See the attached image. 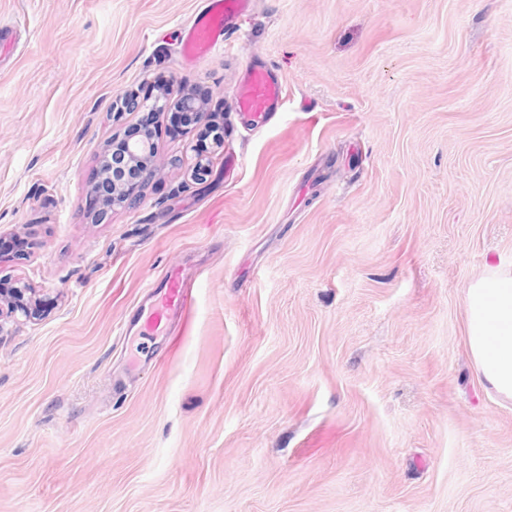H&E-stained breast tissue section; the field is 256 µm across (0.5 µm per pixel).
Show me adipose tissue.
Masks as SVG:
<instances>
[{"mask_svg":"<svg viewBox=\"0 0 512 512\" xmlns=\"http://www.w3.org/2000/svg\"><path fill=\"white\" fill-rule=\"evenodd\" d=\"M468 346L476 371L512 401V271L488 273L466 289Z\"/></svg>","mask_w":512,"mask_h":512,"instance_id":"adipose-tissue-1","label":"adipose tissue"}]
</instances>
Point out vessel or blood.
Segmentation results:
<instances>
[{"instance_id":"vessel-or-blood-1","label":"vessel or blood","mask_w":512,"mask_h":512,"mask_svg":"<svg viewBox=\"0 0 512 512\" xmlns=\"http://www.w3.org/2000/svg\"><path fill=\"white\" fill-rule=\"evenodd\" d=\"M253 9L254 0H205L183 29L184 61L193 64L223 48ZM283 98L281 79L265 62L254 59L237 86L234 109L242 125L260 127L266 124L271 112L279 109ZM194 288L192 280L176 273L170 275L167 292L155 301L143 325L144 334H151L162 321L183 313L194 300Z\"/></svg>"}]
</instances>
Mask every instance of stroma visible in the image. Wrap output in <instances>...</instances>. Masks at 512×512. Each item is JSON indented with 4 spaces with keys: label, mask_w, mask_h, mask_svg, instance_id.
Masks as SVG:
<instances>
[{
    "label": "stroma",
    "mask_w": 512,
    "mask_h": 512,
    "mask_svg": "<svg viewBox=\"0 0 512 512\" xmlns=\"http://www.w3.org/2000/svg\"><path fill=\"white\" fill-rule=\"evenodd\" d=\"M203 0H0V512H512V402L470 360L465 290L512 269V0H257L189 66ZM282 79L243 129L253 55ZM160 172L95 216L98 157L163 83ZM133 95L137 111L115 114ZM172 329L126 330L165 274ZM182 107L188 112H191L193 120L197 124L205 122L208 118V110L203 103L196 101L190 94H182L176 100H171L167 95L157 98L152 108L156 111H164L166 108L172 105ZM169 289L152 305V311L143 324L144 335L152 334L163 320H171L174 316L183 313L194 300L195 283L174 273L169 277ZM33 289L29 288L26 283L12 279L0 278V328L2 326V319L4 317L16 316L18 312L27 317L35 315V300L27 298L25 295L32 293ZM34 303V307H32Z\"/></svg>",
    "instance_id": "35a3bbf8"
}]
</instances>
